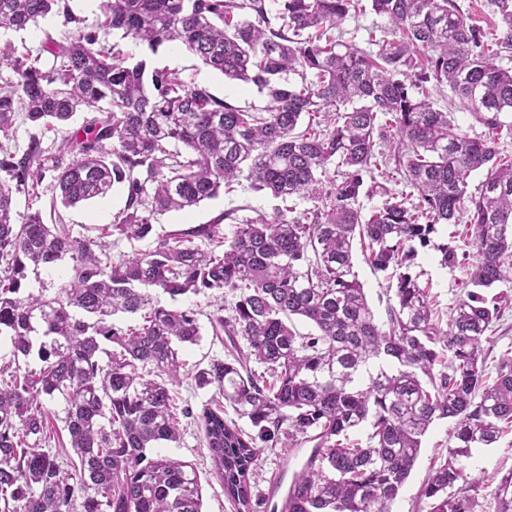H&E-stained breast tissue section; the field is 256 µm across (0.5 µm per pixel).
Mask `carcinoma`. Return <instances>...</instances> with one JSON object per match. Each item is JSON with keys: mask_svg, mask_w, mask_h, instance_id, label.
I'll return each mask as SVG.
<instances>
[{"mask_svg": "<svg viewBox=\"0 0 512 512\" xmlns=\"http://www.w3.org/2000/svg\"><path fill=\"white\" fill-rule=\"evenodd\" d=\"M71 2L0 0V31L52 13L72 26L65 43L43 46L48 69L39 55L0 46V68L15 75L0 85V137L21 110L41 131L81 108L101 113L57 155L34 136L21 156L0 158V336L15 361L41 362L0 370V512H203L196 466L150 457L179 439V348L200 339L195 313L154 304L155 291L231 296L209 318L230 358L211 360L194 382L213 391L197 419L236 512H256L259 444L284 439L315 446L281 512H390L423 437L444 419L455 444L423 496L429 512H475L480 482L464 460L512 430V356L492 385L483 381V342L501 317L484 291L512 280V155L503 148L512 68L497 64L512 57V0H483L487 27L458 0H275V11L268 0H100L94 31ZM369 10L390 29L363 48L340 26ZM115 31L146 54L107 43ZM175 42L269 104L241 109L177 71L151 68L149 55ZM434 91L448 95V108L435 107ZM455 108L484 135L461 133ZM382 166L403 189L372 185L382 201L365 215L359 197ZM475 172L483 179L471 191ZM48 174L59 191L50 224L13 202L22 189L38 197ZM243 174L283 203L318 205L291 218L290 206L271 219L227 211L115 261L98 241L73 236L57 209L125 184L110 235L144 239L158 216L191 210ZM225 220L234 222L229 234ZM451 222L465 224L476 251L444 329L411 267L429 247L443 266L459 262L456 246L435 241ZM356 240L396 280L384 319L354 272ZM66 258L73 274L54 296L22 294L29 268ZM137 314L134 327L109 322ZM294 317L312 330L299 332ZM58 397L73 451L64 464L41 445L43 403ZM226 406L257 432L224 418ZM361 428L365 443L350 441ZM493 498L496 512H512V472Z\"/></svg>", "mask_w": 512, "mask_h": 512, "instance_id": "carcinoma-1", "label": "carcinoma"}]
</instances>
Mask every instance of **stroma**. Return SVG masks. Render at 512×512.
<instances>
[{"label":"stroma","mask_w":512,"mask_h":512,"mask_svg":"<svg viewBox=\"0 0 512 512\" xmlns=\"http://www.w3.org/2000/svg\"><path fill=\"white\" fill-rule=\"evenodd\" d=\"M66 28L61 17L48 15L38 24L21 31H9L0 34L1 42H8L19 48H28L32 53L41 54L44 63H51L50 55L44 54L43 46L47 39L63 40ZM149 63L158 69L176 70L186 80L207 87L217 97L232 104L248 108L266 104L265 96L260 95L253 85L240 81L225 79L220 73L204 66L185 49L171 51L165 48L152 55ZM93 116L91 110L76 112L68 125L59 130L36 133L29 122L17 119L6 145L11 151L24 153L32 137H39L46 154H56L62 139L68 132L84 125ZM127 188L114 186L106 198L94 200L65 210L64 220L73 236L100 239L104 251L111 257L130 255L136 252L152 250L157 241L168 235L190 227L207 224L228 210L237 211L239 217L253 218L257 215L273 217L278 205L277 200L265 192L250 188L248 181H240L233 191H220L219 194L202 203L191 211H172L159 216L151 237L143 240H128L115 236H103L102 230L112 224L116 214L125 206ZM415 265L421 274V284L428 294L439 315L440 323H447L450 309L460 293L459 285L465 279L468 263L460 261L456 266H442L439 255L431 249L419 250ZM156 304L172 308L189 309L195 312L201 328V338L197 344L180 349L179 357L183 364L181 370L183 382L173 387L172 406L179 422L180 440L165 444L158 453L174 459L195 463L202 484L204 512H236L234 506L225 498L224 489L214 472L204 443V433L197 421L203 406L212 400V393L198 389L193 376L198 367L214 358H224L227 350L225 339L214 336L209 319L220 305L219 299L203 296H188L171 299L168 295L157 292L153 295ZM484 347V378L493 382L497 375L501 357L512 351V299L501 312V319L493 332L488 333ZM450 421L436 422L422 440V448L415 466L404 484L399 496L391 506L392 512H428L426 499L422 495L429 472L439 465L446 456L454 440L451 436ZM312 449L311 444L297 448L277 445L262 449L259 459L258 477L255 481L254 496H263L272 481L299 469ZM469 471L479 477L482 487L479 494L477 512H495L496 504L492 492L501 477L512 472V432L504 435L492 446L476 448L467 461Z\"/></svg>","instance_id":"1"}]
</instances>
